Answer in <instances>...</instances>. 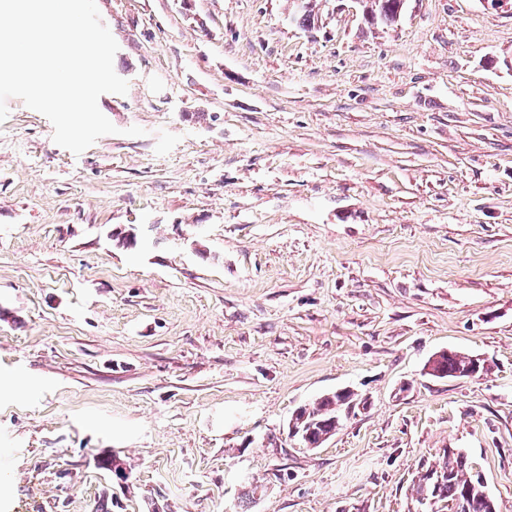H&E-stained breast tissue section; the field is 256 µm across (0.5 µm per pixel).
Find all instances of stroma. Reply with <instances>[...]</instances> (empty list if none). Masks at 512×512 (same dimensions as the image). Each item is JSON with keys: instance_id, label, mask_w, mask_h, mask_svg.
<instances>
[{"instance_id": "35a3bbf8", "label": "stroma", "mask_w": 512, "mask_h": 512, "mask_svg": "<svg viewBox=\"0 0 512 512\" xmlns=\"http://www.w3.org/2000/svg\"><path fill=\"white\" fill-rule=\"evenodd\" d=\"M96 5L116 133L0 122V512H416L446 448L512 512V12ZM340 390L365 408L299 447ZM428 363L431 364V370L441 373V376L429 373L438 378L459 377L458 373L469 370L476 372L477 376H481L489 371L484 359L452 350L438 352ZM351 401H355L354 393L351 392H343L332 397L324 396L312 407L297 411L290 422H293L294 427L300 432L307 434L312 443L317 444L323 436L328 435V439L335 434L338 428L336 417L339 416V409Z\"/></svg>"}]
</instances>
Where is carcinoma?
Listing matches in <instances>:
<instances>
[{
  "instance_id": "1",
  "label": "carcinoma",
  "mask_w": 512,
  "mask_h": 512,
  "mask_svg": "<svg viewBox=\"0 0 512 512\" xmlns=\"http://www.w3.org/2000/svg\"><path fill=\"white\" fill-rule=\"evenodd\" d=\"M318 19L311 0H306L299 15L298 25L310 30ZM431 370L441 373V377H455L459 373L472 371L481 376L488 373L485 360L458 351H441L431 360ZM354 400V394L344 392L332 397L324 396L311 407L297 411L291 418L294 427L309 436L312 443H318L324 436H333L337 430L336 417L339 409ZM471 469L467 455L456 448L443 449L438 464L427 468L418 476L413 490L419 495H427L436 505L460 500L467 504V512H497L493 498L486 492L481 479L469 475Z\"/></svg>"
}]
</instances>
